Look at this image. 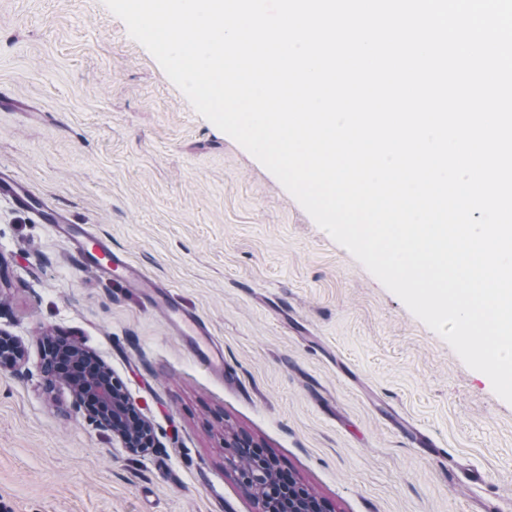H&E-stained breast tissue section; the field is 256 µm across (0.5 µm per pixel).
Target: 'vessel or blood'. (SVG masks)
<instances>
[{
  "mask_svg": "<svg viewBox=\"0 0 512 512\" xmlns=\"http://www.w3.org/2000/svg\"><path fill=\"white\" fill-rule=\"evenodd\" d=\"M0 194L12 197L21 208L36 210L45 222L56 225L84 262L103 277L135 288L149 289L152 305L165 323L182 337L189 356L216 374H223L224 350L213 339L208 324L186 310L172 292H152V280L122 252L114 249L109 238L71 223L47 201L37 198L24 181L2 171Z\"/></svg>",
  "mask_w": 512,
  "mask_h": 512,
  "instance_id": "obj_1",
  "label": "vessel or blood"
}]
</instances>
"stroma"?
<instances>
[{
	"label": "stroma",
	"instance_id": "obj_1",
	"mask_svg": "<svg viewBox=\"0 0 512 512\" xmlns=\"http://www.w3.org/2000/svg\"><path fill=\"white\" fill-rule=\"evenodd\" d=\"M0 168L106 235L224 346L216 376L148 296L0 198L8 512H259L247 434L325 512H512V404L277 178L200 116L103 0H0ZM112 371L154 431L132 454L45 387L41 336ZM25 350L22 344L9 334L0 331V369L15 371L23 364Z\"/></svg>",
	"mask_w": 512,
	"mask_h": 512
}]
</instances>
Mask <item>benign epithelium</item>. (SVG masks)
<instances>
[{
    "mask_svg": "<svg viewBox=\"0 0 512 512\" xmlns=\"http://www.w3.org/2000/svg\"><path fill=\"white\" fill-rule=\"evenodd\" d=\"M42 350L46 360L53 359L57 363L92 357L81 343L72 340L60 344L48 335L42 339ZM24 357L22 344L0 331V369L15 371L23 364ZM47 384L55 389L68 391L77 405L84 410L89 421L112 432L130 452L143 453L153 444L152 428L148 422L139 421L138 430L126 428L125 422L126 417L131 414V403L125 392L111 379V372L104 364L90 365L89 374L84 379L51 375ZM243 484L262 505L271 498L278 500L280 512H317V508L308 500V492L304 488L296 490L289 484L273 482L270 468L261 461H254L252 468L243 473Z\"/></svg>",
    "mask_w": 512,
    "mask_h": 512,
    "instance_id": "obj_1",
    "label": "benign epithelium"
}]
</instances>
